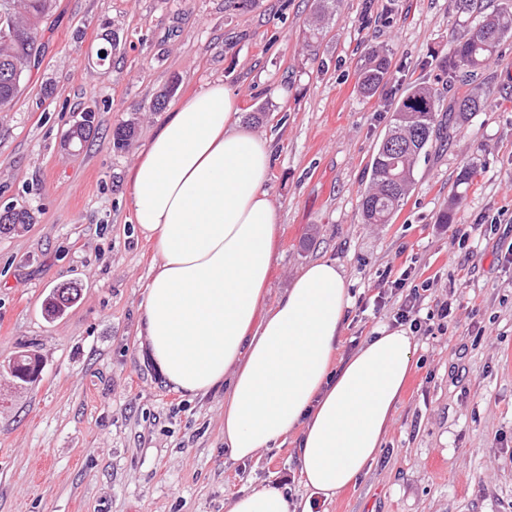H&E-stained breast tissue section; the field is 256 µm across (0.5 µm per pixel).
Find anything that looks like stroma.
I'll list each match as a JSON object with an SVG mask.
<instances>
[{
    "instance_id": "stroma-1",
    "label": "stroma",
    "mask_w": 512,
    "mask_h": 512,
    "mask_svg": "<svg viewBox=\"0 0 512 512\" xmlns=\"http://www.w3.org/2000/svg\"><path fill=\"white\" fill-rule=\"evenodd\" d=\"M316 0H56L39 28L41 57L0 112V211L23 208L27 228L0 235V512H225L233 495L288 475L305 495L293 440L232 460L224 392L185 398L141 350L138 324L153 251L137 231L129 173L164 115L149 106L222 81L252 131L270 141L269 194L281 224L268 303L310 261H335L351 307L340 335L348 357L389 309L366 302L385 274L427 278L424 310L452 301L445 334L416 337V366L376 463L321 512H512V38L480 74L491 108L420 158L387 224L359 204L391 98L426 82L464 30L454 0H340L314 47ZM119 44L97 63L104 32ZM394 76L374 97L356 84L367 45ZM52 96H45V87ZM99 127L80 152L63 147L73 116ZM136 121L127 147L114 128ZM478 174L465 194L456 178ZM454 220L438 221L449 201ZM81 285L78 302L47 318V296ZM35 351V383L7 365Z\"/></svg>"
}]
</instances>
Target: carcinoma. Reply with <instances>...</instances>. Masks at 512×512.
<instances>
[{
  "instance_id": "1",
  "label": "carcinoma",
  "mask_w": 512,
  "mask_h": 512,
  "mask_svg": "<svg viewBox=\"0 0 512 512\" xmlns=\"http://www.w3.org/2000/svg\"><path fill=\"white\" fill-rule=\"evenodd\" d=\"M312 37H317L326 17L336 11L338 0H316ZM54 0H0V109L11 105L21 91L19 73L29 74L39 59L38 27L53 9ZM512 38V4L480 16L466 25L448 55L435 59V67L448 75V86L463 90L448 106V126L461 125L477 112L487 110L485 97L465 88L463 75L475 73L499 54L503 41ZM391 60L386 50L368 53L358 75V86L374 96L391 79ZM437 90L424 83L411 86L393 110V123L382 138L372 162L370 188L363 194L359 212L364 224H388L401 207L414 183L418 160L427 147L441 137L444 126L437 120ZM98 128L96 112L85 123L69 128L75 140L86 143ZM135 133V123L117 127L112 133L114 147L121 149Z\"/></svg>"
}]
</instances>
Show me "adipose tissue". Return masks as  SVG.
Masks as SVG:
<instances>
[{
    "label": "adipose tissue",
    "instance_id": "adipose-tissue-1",
    "mask_svg": "<svg viewBox=\"0 0 512 512\" xmlns=\"http://www.w3.org/2000/svg\"><path fill=\"white\" fill-rule=\"evenodd\" d=\"M239 114L235 94L208 84L167 113L133 168L135 221L155 251L141 347L174 390L223 388L232 459L294 438L304 486L331 501L375 462L416 344L383 327L335 362L351 299L330 260L307 264L266 305L280 230L272 149ZM226 512L309 504L268 484L232 497Z\"/></svg>",
    "mask_w": 512,
    "mask_h": 512
}]
</instances>
